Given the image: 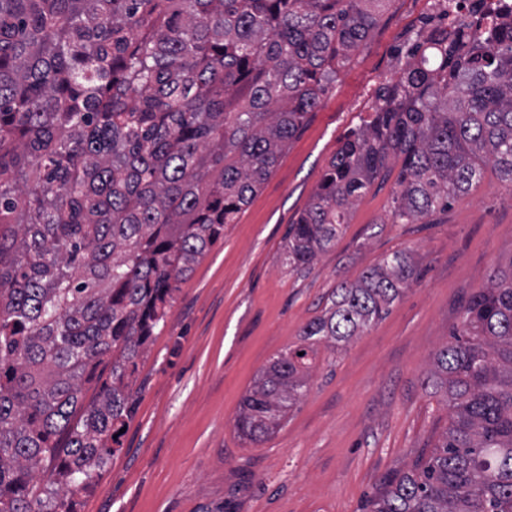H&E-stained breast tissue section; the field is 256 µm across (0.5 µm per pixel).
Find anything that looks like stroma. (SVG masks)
<instances>
[{
    "instance_id": "35a3bbf8",
    "label": "stroma",
    "mask_w": 512,
    "mask_h": 512,
    "mask_svg": "<svg viewBox=\"0 0 512 512\" xmlns=\"http://www.w3.org/2000/svg\"><path fill=\"white\" fill-rule=\"evenodd\" d=\"M428 0H385L379 21L236 223L181 285L138 362L121 449L77 512H366L383 483L448 424L427 387L460 306L512 261V191L492 169L447 209L392 221L400 157L350 209L310 270L283 262L289 224L311 202L347 133L404 64ZM405 251L421 273L391 312L342 348L319 344L308 386L281 427L250 444L234 428L243 396L300 344L331 288Z\"/></svg>"
}]
</instances>
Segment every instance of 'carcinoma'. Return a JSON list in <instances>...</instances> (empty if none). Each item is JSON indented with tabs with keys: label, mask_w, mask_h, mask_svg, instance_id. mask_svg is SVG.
<instances>
[{
	"label": "carcinoma",
	"mask_w": 512,
	"mask_h": 512,
	"mask_svg": "<svg viewBox=\"0 0 512 512\" xmlns=\"http://www.w3.org/2000/svg\"><path fill=\"white\" fill-rule=\"evenodd\" d=\"M382 0H0V512H76L131 420L134 375L180 285L274 172ZM512 0L430 36L288 225L309 268L402 157L393 223L512 189ZM420 276L395 251L332 290L272 358L235 429L252 444ZM111 364L91 398L94 370ZM428 384L449 422L370 512H512V262L462 306Z\"/></svg>",
	"instance_id": "obj_1"
}]
</instances>
